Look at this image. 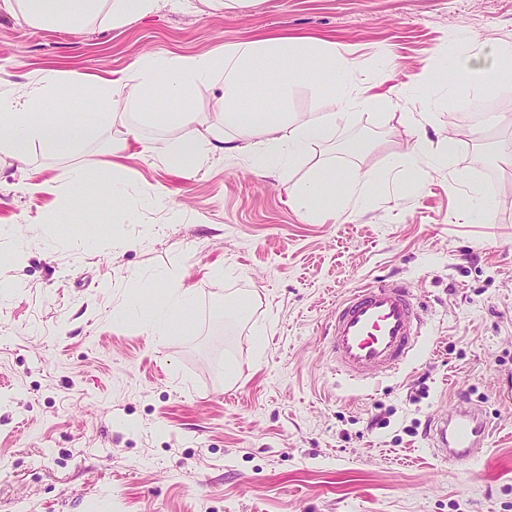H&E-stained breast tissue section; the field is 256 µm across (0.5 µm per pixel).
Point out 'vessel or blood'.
<instances>
[{
	"label": "vessel or blood",
	"instance_id": "vessel-or-blood-1",
	"mask_svg": "<svg viewBox=\"0 0 512 512\" xmlns=\"http://www.w3.org/2000/svg\"><path fill=\"white\" fill-rule=\"evenodd\" d=\"M425 318L409 284L381 280L340 299L327 330L328 354L336 375L352 384L398 372L412 360ZM489 435L482 410L457 401L448 417L435 420L432 449L454 461L477 459Z\"/></svg>",
	"mask_w": 512,
	"mask_h": 512
}]
</instances>
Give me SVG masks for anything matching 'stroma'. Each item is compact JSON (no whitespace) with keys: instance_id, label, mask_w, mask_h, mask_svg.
<instances>
[{"instance_id":"35a3bbf8","label":"stroma","mask_w":512,"mask_h":512,"mask_svg":"<svg viewBox=\"0 0 512 512\" xmlns=\"http://www.w3.org/2000/svg\"><path fill=\"white\" fill-rule=\"evenodd\" d=\"M276 34L335 43L355 80L408 89L401 111L426 122L355 107L328 142L263 174L221 154L188 178L137 156L113 169L126 127L162 136L133 106L67 153L29 146L24 170L0 153V512H512V165L497 158L512 119L469 133L448 97L485 95L444 68L463 43L512 44V0H160L78 32L0 12V89ZM454 131L451 170L378 186L353 213L290 202L319 167L382 170L409 141L430 157ZM78 168L90 175L74 185ZM476 192L491 202L479 218L461 203ZM158 276L193 292L169 336L141 324L142 284ZM382 279L412 284L429 334L401 372L354 389L324 333L342 296ZM460 395L490 427L470 464L433 455L424 432Z\"/></svg>"}]
</instances>
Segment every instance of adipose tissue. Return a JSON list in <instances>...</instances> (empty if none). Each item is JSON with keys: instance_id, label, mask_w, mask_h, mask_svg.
Here are the masks:
<instances>
[{"instance_id": "ef3b65f1", "label": "adipose tissue", "mask_w": 512, "mask_h": 512, "mask_svg": "<svg viewBox=\"0 0 512 512\" xmlns=\"http://www.w3.org/2000/svg\"><path fill=\"white\" fill-rule=\"evenodd\" d=\"M159 0H0V11L22 15L38 25L79 31L103 19L119 26L133 17H145ZM448 73L461 81L475 82L494 95L512 87V47L499 48L484 62L469 54L450 57ZM301 82L318 84L324 92L320 112H289L288 95ZM60 74L44 69L33 75L27 93L0 91V149L13 160L27 159L29 144L49 154H61L80 141L95 140L103 125L115 124L118 99L148 108V117L165 130V137L143 145L140 154L161 160L178 173L188 174L220 151L248 156L253 168L272 158L285 164L302 159L315 146L328 142L350 107H371L376 96L352 81V66L336 52L335 44L322 39L267 37L232 46L220 45L192 56L146 55L130 70L115 73L88 87L85 76L69 79L70 103L92 97L94 108L84 117L52 119L41 103L58 93ZM213 89L211 109L196 111L192 101L201 88ZM266 90L270 106L255 108L248 101L256 89ZM195 125L194 137L181 130ZM421 148L399 158L390 170L355 168L347 172L318 168L309 181L294 185L290 197L305 215L320 211L325 188H338L332 211L341 215L360 207L377 184L395 177L410 179L418 169ZM150 296H160L146 319L149 332L168 334L189 315L192 295L181 283L170 280L146 285Z\"/></svg>"}]
</instances>
